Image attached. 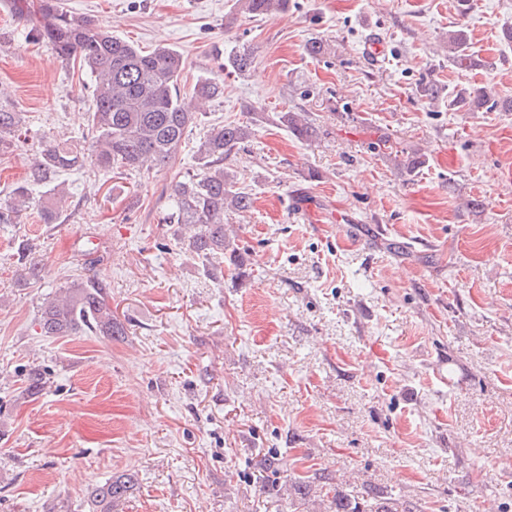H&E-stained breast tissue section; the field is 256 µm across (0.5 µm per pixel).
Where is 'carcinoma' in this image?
<instances>
[{
  "instance_id": "carcinoma-1",
  "label": "carcinoma",
  "mask_w": 512,
  "mask_h": 512,
  "mask_svg": "<svg viewBox=\"0 0 512 512\" xmlns=\"http://www.w3.org/2000/svg\"><path fill=\"white\" fill-rule=\"evenodd\" d=\"M290 0H243L253 17H270L288 10ZM30 35L52 46L67 64L79 66L93 78V111L89 113V148L74 144H48L30 164L25 180L12 191V200L0 205V224H16L20 212L35 209L45 224L56 223L67 193L59 177L84 167L91 159L104 171L132 172L164 167L176 160L186 133L203 115L201 108L224 94L219 77L196 80L187 97L180 93L185 70L182 54L160 45L149 52L112 35L95 20L64 9L60 0H38ZM467 34L462 29L448 32V60L456 67L473 70L479 60L465 53ZM254 58L244 50L228 58L227 66L239 74L253 68ZM491 104L512 111V99L499 100L482 87L455 96L450 105L469 111ZM275 120L297 138L312 136L311 125L296 112H278ZM26 124L23 112L0 105V154L19 142ZM253 134L248 124L222 122L209 125L200 140L195 158L199 172L175 182L168 196L165 220L169 224H192L197 232L183 247L184 252L212 268L224 263L227 242L224 210L244 212L251 207L250 195L235 189L234 177L224 172V156L245 143ZM46 189V197L36 190ZM30 248H17L22 265L20 277H36L40 268L29 258ZM110 289L99 278L75 280L65 294L47 299L38 318L40 335L99 336L127 335L124 324L112 314ZM49 384L47 373L32 368L26 373L23 394L37 397ZM318 484L330 499V512H397L387 499L361 500L336 489L323 472L300 475L289 486L304 501ZM132 475L113 476L89 495L88 512H112L117 502L134 491Z\"/></svg>"
}]
</instances>
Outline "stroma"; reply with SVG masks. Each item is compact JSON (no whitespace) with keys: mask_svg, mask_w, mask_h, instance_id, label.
Segmentation results:
<instances>
[{"mask_svg":"<svg viewBox=\"0 0 512 512\" xmlns=\"http://www.w3.org/2000/svg\"><path fill=\"white\" fill-rule=\"evenodd\" d=\"M61 2L175 48L187 84L217 75L224 95L174 163L68 172L58 223L0 224V512H83L123 473L137 485L116 512H294L292 478L318 470L399 512H512V112L448 105L481 86L512 98V0H291L266 18L240 0ZM28 29L0 0V103L27 128L0 154L3 205L44 145L89 138V75ZM456 29L480 68L449 62ZM313 38L326 55L305 54ZM243 49L250 73L219 69ZM429 80L443 97L418 94ZM287 110L311 140L269 122ZM217 119L254 129L224 160L253 206L224 213L238 262L220 281L179 251L191 227L163 220ZM22 243L39 278L19 277ZM97 256L126 336L41 335V304ZM33 366L50 383L31 399Z\"/></svg>","mask_w":512,"mask_h":512,"instance_id":"obj_1","label":"stroma"}]
</instances>
